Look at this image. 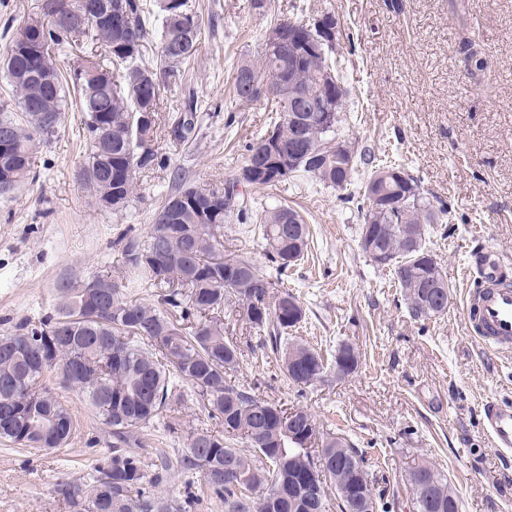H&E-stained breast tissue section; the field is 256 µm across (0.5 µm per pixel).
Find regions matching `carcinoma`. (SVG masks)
Wrapping results in <instances>:
<instances>
[{
    "mask_svg": "<svg viewBox=\"0 0 512 512\" xmlns=\"http://www.w3.org/2000/svg\"><path fill=\"white\" fill-rule=\"evenodd\" d=\"M58 0H44L42 13L28 18L18 31L35 30L40 50L33 56H14L0 61V78L15 97L19 112H0V126L11 128L9 154L13 164V187L32 178L37 137L56 131L38 121L41 112L60 118L70 95L83 114V130L89 152L83 179L95 198L104 194V182L112 188V209L121 210L136 188L140 169L158 164L168 167L154 149V128L138 129L142 112L161 109V88L183 81L186 67L199 54L205 22L189 0H160L163 12L157 32L147 19V0H122L121 15L78 31L64 25L56 10ZM307 24L278 19L268 31L280 32L270 44L264 35L261 62H242L232 78L233 98L240 102L259 100L260 91L245 96L242 78L257 72L260 78L281 85L278 94L266 101V111L277 113L271 130L281 144L323 148L320 165L305 174L326 186L346 190L361 171L363 178L348 198L357 202L363 223L376 230V248L385 254V266L394 268L399 288L411 315L431 319L435 313L420 309L416 297L431 270L423 267L418 254L407 251L408 235L420 241L432 224L444 223L448 211L436 208L420 191L416 178L407 175L398 183L386 178L399 164H381L366 152L354 154L349 178L340 182L341 166L347 160L332 152L336 126L346 88L332 59L335 40H323L308 50ZM91 39L100 60L87 59L69 74L59 69L56 56L68 54ZM158 41L155 60L146 63L152 40ZM475 36L463 38L459 52L467 65L484 68L474 50ZM302 94L317 105L311 122L295 129L286 114L292 104L290 93ZM179 115L171 117L170 136L181 143L196 141L201 129L198 103L176 105ZM334 120L324 124L323 115ZM175 191L165 202L182 197L183 205L167 219L154 218L144 239L130 236L122 243L120 277H97L95 281L110 294L109 302L92 318L75 321L79 310L89 306L83 285L59 282L56 316L38 326L16 325L0 335V440L23 448H58L71 439L72 430L55 441L52 434L64 421H72L69 409L42 386L39 394L28 391L43 376L62 372L71 387L85 394L102 425L112 434V460L94 469L86 483L62 480L57 492L76 512H183L181 504L152 491L165 481L168 470L161 462L152 471L130 447L141 440L143 431L175 404L188 401L202 405L219 421L220 429L191 432L180 460L185 471L202 477L204 491L224 499V512H349L353 485H362L371 500V512H387L376 496L364 465V457L347 439L319 431L312 414L302 408H283L274 419L265 415L270 403L232 381L242 365V351L225 335L224 311L236 305L245 322L262 333V344H271L280 354L281 372L299 387L312 385L328 370L323 356L302 340L289 336L288 305L299 302L291 291L275 288L270 276L251 259L226 258L222 229L237 221L257 223L265 241L266 256L285 273L292 264L282 260L284 249L281 220L300 217L293 208L266 203L262 210L236 207L240 182L234 178L220 189H199L187 184L185 171L170 174ZM381 192L393 207L377 211L371 194ZM222 198L218 209L209 200ZM310 227L300 222L294 249L296 261L307 252ZM161 288L159 304L144 303L133 296L135 288ZM311 432L313 442H292L288 432ZM233 461L239 476L224 479V464ZM317 476L313 504L304 498L276 497L278 486L290 473ZM414 512H424L423 503L434 495L443 503L460 500L459 494L435 465L423 462L408 474Z\"/></svg>",
    "mask_w": 512,
    "mask_h": 512,
    "instance_id": "1",
    "label": "carcinoma"
}]
</instances>
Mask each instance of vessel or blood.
Wrapping results in <instances>:
<instances>
[{
    "instance_id": "vessel-or-blood-1",
    "label": "vessel or blood",
    "mask_w": 512,
    "mask_h": 512,
    "mask_svg": "<svg viewBox=\"0 0 512 512\" xmlns=\"http://www.w3.org/2000/svg\"><path fill=\"white\" fill-rule=\"evenodd\" d=\"M465 276L477 279L480 289L465 303L464 315L482 343L499 351L512 349V286L501 283V261L489 255L468 261ZM493 446L512 451V407L495 404L485 409Z\"/></svg>"
}]
</instances>
